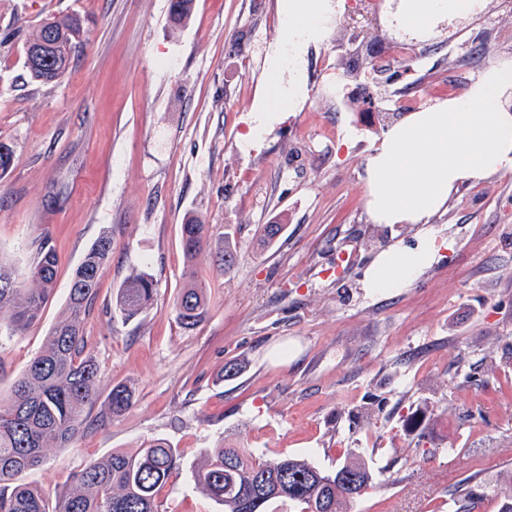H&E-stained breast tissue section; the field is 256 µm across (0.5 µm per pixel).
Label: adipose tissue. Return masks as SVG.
I'll return each instance as SVG.
<instances>
[{
    "instance_id": "ef3b65f1",
    "label": "adipose tissue",
    "mask_w": 512,
    "mask_h": 512,
    "mask_svg": "<svg viewBox=\"0 0 512 512\" xmlns=\"http://www.w3.org/2000/svg\"><path fill=\"white\" fill-rule=\"evenodd\" d=\"M332 0H278L283 38L268 52L273 102L258 113L246 137L252 146L277 118L282 105L303 98L300 70L309 45L321 43ZM488 0H396L391 27L405 37L423 39L450 20L481 13ZM512 96V60L491 63L458 96L407 114L386 132L364 166L365 204L372 223L412 225L414 247L393 245L369 266L364 285L375 292L409 286L430 268L444 242L432 218L466 184L512 171V113L500 100Z\"/></svg>"
}]
</instances>
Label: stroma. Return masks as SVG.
Returning <instances> with one entry per match:
<instances>
[{
	"instance_id": "obj_1",
	"label": "stroma",
	"mask_w": 512,
	"mask_h": 512,
	"mask_svg": "<svg viewBox=\"0 0 512 512\" xmlns=\"http://www.w3.org/2000/svg\"><path fill=\"white\" fill-rule=\"evenodd\" d=\"M340 3L308 49L304 101L247 148L270 101L277 0H195L177 28L169 0H0V142L13 151L0 175V259L25 268L45 235L58 254L41 321L0 336L1 394L40 351L72 269L112 232L85 325L97 399L84 433L47 449L24 482L62 491L87 461L151 437L182 455L161 512H223L194 489L190 467L229 443L326 470L361 455L374 479L354 512H457L469 476L512 482V171L450 199L434 220L449 247L410 286H362L380 250L417 242L413 228L369 222L366 157L412 107L512 59V0L408 42L388 25L390 0L369 11ZM67 14L85 29L68 72L32 80L27 41ZM357 84L376 112L351 97ZM191 216L208 224L211 246L189 260L180 226ZM267 224L282 230L266 243ZM226 241L237 253L228 271L214 251ZM138 271L156 292L126 321L112 299ZM190 273L210 303L185 330L175 302ZM230 362L239 374L221 378ZM118 383L135 397L115 416Z\"/></svg>"
}]
</instances>
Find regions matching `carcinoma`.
Wrapping results in <instances>:
<instances>
[{"label":"carcinoma","mask_w":512,"mask_h":512,"mask_svg":"<svg viewBox=\"0 0 512 512\" xmlns=\"http://www.w3.org/2000/svg\"><path fill=\"white\" fill-rule=\"evenodd\" d=\"M194 0H170V18L180 23ZM84 30L76 15L54 17L30 38L26 49L43 55L26 63L30 76L43 83L58 81L68 70ZM183 253L193 260L210 245L208 227L191 218L181 225ZM112 259V236L103 232L74 269L65 308L50 327L40 353L0 396V512H159L158 495L180 466V453L165 440L143 442L132 451L91 459L72 476L70 485L52 498L20 480L38 467L47 448H63L86 428V411L97 397L98 365L88 350L84 325ZM58 256L51 240H40L26 271L0 262V323L21 332L42 318L55 292ZM155 294L153 279L130 275L118 288L113 306L124 319L145 312ZM176 318L192 329L207 313L205 291L192 280L181 288ZM134 401L131 386H112L110 411L120 415ZM194 488L224 505V512H272L275 504L297 512H351L372 485L367 463L353 455L333 470L307 459L284 455L262 459L236 445L210 450L191 466ZM498 499V512H512V486L501 493L481 481L461 495L459 512H474L487 494Z\"/></svg>","instance_id":"cac0c4a2"}]
</instances>
